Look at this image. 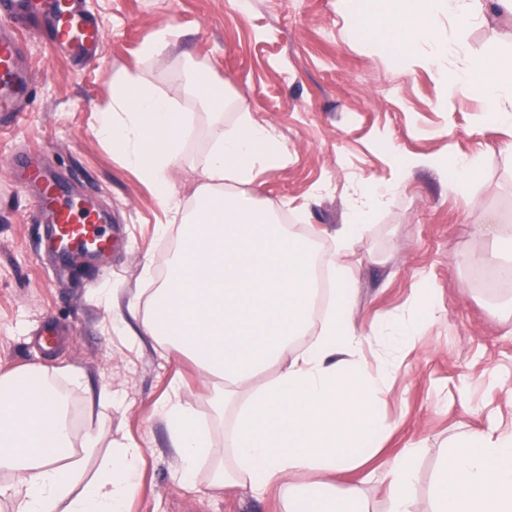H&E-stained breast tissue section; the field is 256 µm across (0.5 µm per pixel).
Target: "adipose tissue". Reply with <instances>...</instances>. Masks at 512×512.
I'll use <instances>...</instances> for the list:
<instances>
[{"label": "adipose tissue", "mask_w": 512, "mask_h": 512, "mask_svg": "<svg viewBox=\"0 0 512 512\" xmlns=\"http://www.w3.org/2000/svg\"><path fill=\"white\" fill-rule=\"evenodd\" d=\"M382 3L372 17L358 0H344L362 33L391 35L394 54L433 70L446 94L475 95L496 124L512 127V65L440 40L434 26L442 14L483 20V0ZM453 55L464 57L462 68H449ZM194 129L173 97L135 72L113 81L112 109L97 128L179 222L181 245L166 280L144 304L125 305L133 321L123 333L195 359L212 384L214 417L232 416L230 445L219 459L193 405L175 398L161 404L180 482L193 486L208 461L210 488L255 496L274 490L283 512H374L358 488L340 490L339 478L379 452L392 431L382 405L393 376L414 340L442 317L428 301L365 327L354 320L357 290L345 258L387 193L359 189L353 220L339 225L334 251L323 257L279 223L277 206L240 193L258 165L287 159L274 130L248 109L232 128L212 127L207 183L193 210H183L168 182ZM267 371L272 379L259 383ZM68 401L52 388L47 368L0 376V470L11 474L0 482V500L14 512H125L138 492L141 448L126 443L100 455L96 433L75 435ZM429 453L413 445L385 469L386 512H512V427L492 420L439 448L422 501L417 464Z\"/></svg>", "instance_id": "ef3b65f1"}]
</instances>
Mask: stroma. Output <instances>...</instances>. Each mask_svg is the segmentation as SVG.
I'll use <instances>...</instances> for the list:
<instances>
[{
	"mask_svg": "<svg viewBox=\"0 0 512 512\" xmlns=\"http://www.w3.org/2000/svg\"><path fill=\"white\" fill-rule=\"evenodd\" d=\"M104 28L102 59L80 68L44 41L26 38L21 66L34 76L19 108L18 127L0 131V372L30 365L53 369L67 389L76 434H98L101 452L119 442L143 450L141 489L128 512H282L276 495L208 489V468L195 487L176 480L161 401L178 395L194 405L210 429L216 454L228 445V422L211 417L209 382L189 358L152 342L137 346L112 328L102 299L108 287L122 299L160 284L173 253L159 232L169 215L111 144L97 135L100 112L112 102V76L140 73L194 117L169 190L184 208L204 183L214 117L187 94L195 75L223 83L252 117L274 128L288 150L285 164L260 166L246 190L258 202L278 204L298 233L327 244L352 220L362 185L390 189L369 219L365 240L348 256L358 288L361 325L392 317L430 289L443 317L414 345L385 397L383 414L394 429L370 469L346 474L343 484L365 490L378 512L386 486L370 472L417 443L439 446L488 418L512 425V287L485 288L468 256L490 241L477 225H512V129L483 122L487 106L465 93L445 96L434 73L398 66L388 44H364L340 0H250L227 14L224 0H85ZM442 37L462 40L470 53L512 56V15L461 26L439 17ZM174 29L171 51L145 60L155 32ZM236 108L220 119L233 127ZM44 161L70 198L106 213L118 227L110 255L56 260L45 251V226L34 214L18 176L2 174L12 156ZM478 160L469 186L449 188L436 164L413 171L397 186L395 156ZM51 322L58 342L39 348L34 338ZM75 366L84 388L70 385ZM112 390L111 409H88L86 391Z\"/></svg>",
	"mask_w": 512,
	"mask_h": 512,
	"instance_id": "stroma-1",
	"label": "stroma"
}]
</instances>
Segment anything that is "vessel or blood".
Segmentation results:
<instances>
[{
    "instance_id": "1",
    "label": "vessel or blood",
    "mask_w": 512,
    "mask_h": 512,
    "mask_svg": "<svg viewBox=\"0 0 512 512\" xmlns=\"http://www.w3.org/2000/svg\"><path fill=\"white\" fill-rule=\"evenodd\" d=\"M44 37L54 48L77 62H96L106 41L102 27L81 7L80 0H0V129L16 125L22 118L19 100L30 89V78L20 66L24 35ZM23 171V181L36 185L32 199L35 210L47 224L48 246L65 250L69 246H107L99 215L77 211L56 180L37 168Z\"/></svg>"
}]
</instances>
